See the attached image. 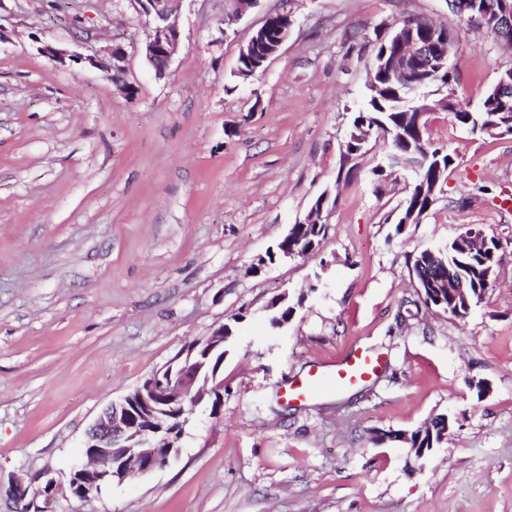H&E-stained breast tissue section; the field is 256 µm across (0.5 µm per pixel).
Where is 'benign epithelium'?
I'll return each instance as SVG.
<instances>
[{
	"label": "benign epithelium",
	"mask_w": 512,
	"mask_h": 512,
	"mask_svg": "<svg viewBox=\"0 0 512 512\" xmlns=\"http://www.w3.org/2000/svg\"><path fill=\"white\" fill-rule=\"evenodd\" d=\"M135 2L149 17L145 57L161 74L181 46V32L173 20L179 0ZM85 61L104 72L120 92H129L131 83L126 78L122 48L116 46L103 56L89 55ZM448 297L459 305L456 312L471 310L465 288H452L446 280L431 285L423 301L428 306H439ZM222 350L224 327L220 326L211 335L193 341L179 355L154 370L121 401L108 406L87 432L84 442L87 462L69 471L70 493L92 502L103 488L121 484L134 474H150L177 458L184 431V423L180 422L182 403L188 398L196 404L223 396L224 381L206 369V360ZM11 491L22 503L20 512H46L34 501H26L28 489L22 482H15Z\"/></svg>",
	"instance_id": "obj_1"
}]
</instances>
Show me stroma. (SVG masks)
Here are the masks:
<instances>
[{
  "label": "stroma",
  "mask_w": 512,
  "mask_h": 512,
  "mask_svg": "<svg viewBox=\"0 0 512 512\" xmlns=\"http://www.w3.org/2000/svg\"><path fill=\"white\" fill-rule=\"evenodd\" d=\"M232 9L181 0L182 44L159 76L135 0H0V512H19L12 482L67 473L106 405L223 324L219 415L193 409L169 466L91 503L60 495L53 512H512V135L430 113L455 162L418 224L395 223L411 178L376 175L383 141L344 159L399 21L452 30L469 110L512 51L448 0H258L228 26ZM276 10L293 15L287 42L235 77ZM115 46L134 95L85 61ZM334 185L319 249L267 263ZM469 229L501 242L491 289L463 319L419 307L414 257ZM282 293L295 312L275 328L266 306ZM359 348L383 356L377 376L280 399ZM448 413L423 459L389 438Z\"/></svg>",
  "instance_id": "obj_1"
}]
</instances>
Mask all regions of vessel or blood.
Returning <instances> with one entry per match:
<instances>
[{"label":"vessel or blood","mask_w":512,"mask_h":512,"mask_svg":"<svg viewBox=\"0 0 512 512\" xmlns=\"http://www.w3.org/2000/svg\"><path fill=\"white\" fill-rule=\"evenodd\" d=\"M383 365L381 355L368 350H357L336 364L329 373H312L304 379L293 380L283 388L282 394L287 400L302 401L323 386L348 388L377 374Z\"/></svg>","instance_id":"vessel-or-blood-1"}]
</instances>
